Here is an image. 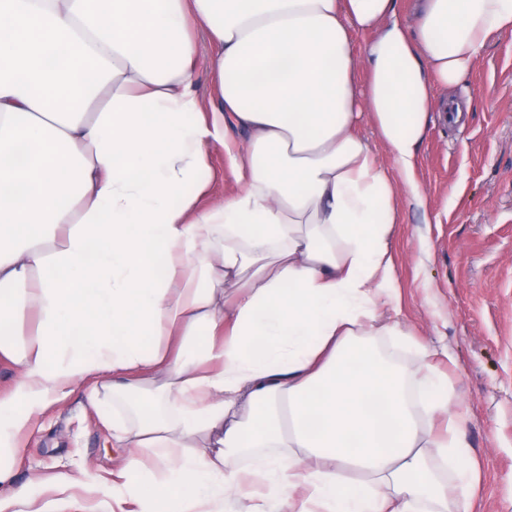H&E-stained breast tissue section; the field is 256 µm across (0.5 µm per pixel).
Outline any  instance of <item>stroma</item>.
I'll return each instance as SVG.
<instances>
[{
  "mask_svg": "<svg viewBox=\"0 0 512 512\" xmlns=\"http://www.w3.org/2000/svg\"><path fill=\"white\" fill-rule=\"evenodd\" d=\"M466 112L434 113L421 144L426 209L401 204L390 248L399 316L469 414L459 438L481 469L472 512H512V35L492 36L458 87L437 89ZM76 388L30 428L13 460L16 485L51 498L56 477L83 469L115 481L122 459Z\"/></svg>",
  "mask_w": 512,
  "mask_h": 512,
  "instance_id": "stroma-1",
  "label": "stroma"
}]
</instances>
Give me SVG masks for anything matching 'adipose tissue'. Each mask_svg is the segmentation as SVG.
Returning <instances> with one entry per match:
<instances>
[{
	"label": "adipose tissue",
	"instance_id": "ef3b65f1",
	"mask_svg": "<svg viewBox=\"0 0 512 512\" xmlns=\"http://www.w3.org/2000/svg\"><path fill=\"white\" fill-rule=\"evenodd\" d=\"M194 28L214 49L208 111ZM496 34L512 35V0H420L410 24L398 0H0V358L19 372L0 392V512L74 506L14 487L12 460L89 378L126 482L86 484L87 512L127 495L141 512L470 507L479 471L452 386L400 371L379 341L403 334L396 195L424 206L432 114L461 118L435 89ZM366 117L393 170L358 135ZM214 144L237 189L202 211ZM23 308L37 326L17 342ZM412 384L438 395L413 409Z\"/></svg>",
	"mask_w": 512,
	"mask_h": 512
}]
</instances>
